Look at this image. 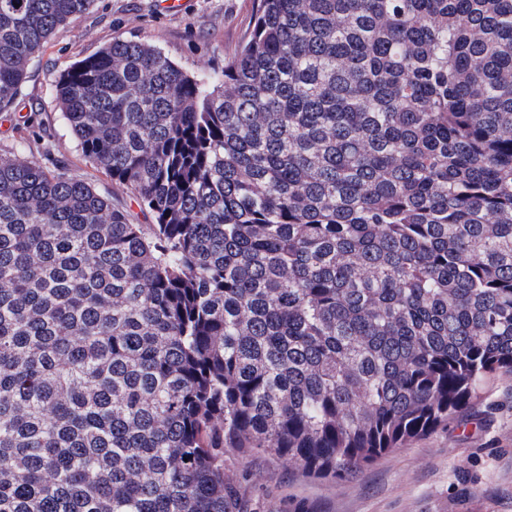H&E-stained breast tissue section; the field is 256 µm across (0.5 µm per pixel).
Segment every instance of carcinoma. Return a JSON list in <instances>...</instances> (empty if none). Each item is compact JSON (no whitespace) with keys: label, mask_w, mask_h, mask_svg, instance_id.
Returning a JSON list of instances; mask_svg holds the SVG:
<instances>
[{"label":"carcinoma","mask_w":512,"mask_h":512,"mask_svg":"<svg viewBox=\"0 0 512 512\" xmlns=\"http://www.w3.org/2000/svg\"><path fill=\"white\" fill-rule=\"evenodd\" d=\"M91 0H0V110ZM57 98L152 216L0 154V512H248L512 373V0H259L201 79L115 38Z\"/></svg>","instance_id":"carcinoma-1"}]
</instances>
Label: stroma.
I'll use <instances>...</instances> for the list:
<instances>
[{"mask_svg": "<svg viewBox=\"0 0 512 512\" xmlns=\"http://www.w3.org/2000/svg\"><path fill=\"white\" fill-rule=\"evenodd\" d=\"M256 10L257 0H185L176 14L158 0H93L29 62L21 95L0 111V149L23 142L48 169H66L134 223H151L135 196L82 156L57 101L59 77L117 37L148 43L186 74L205 76L247 41ZM227 464L254 512H512V373L491 375L466 413L345 480L306 477L267 457L232 456Z\"/></svg>", "mask_w": 512, "mask_h": 512, "instance_id": "35a3bbf8", "label": "stroma"}]
</instances>
